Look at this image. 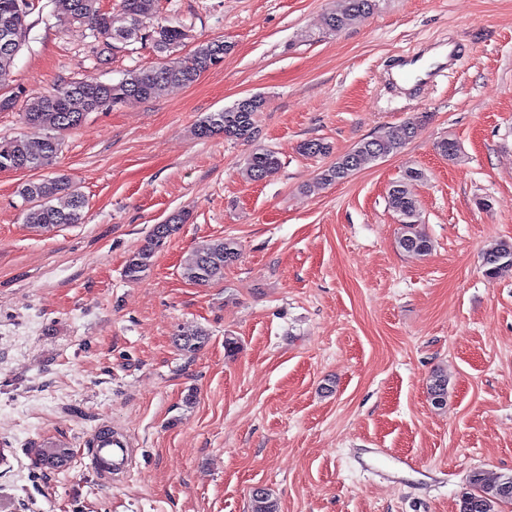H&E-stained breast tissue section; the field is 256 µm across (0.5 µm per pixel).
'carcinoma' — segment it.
I'll list each match as a JSON object with an SVG mask.
<instances>
[{
	"instance_id": "obj_1",
	"label": "carcinoma",
	"mask_w": 512,
	"mask_h": 512,
	"mask_svg": "<svg viewBox=\"0 0 512 512\" xmlns=\"http://www.w3.org/2000/svg\"><path fill=\"white\" fill-rule=\"evenodd\" d=\"M66 22L77 26L88 36L111 48L112 42L128 43L148 40L160 54L161 62L148 70H132L116 83L87 84L75 79L60 82L51 92L43 95L36 108L25 113L31 128L43 132L41 138L31 141L14 138L0 141V170L18 163L28 170L49 167L61 150L60 134L81 126L94 112H102L119 103L144 101L158 96L173 84L191 85L204 73L216 68L224 58L228 45L219 39L201 42L185 57L176 55L184 44L186 31L180 25L152 22L154 0H120L118 10L112 14L100 6L101 0H66ZM375 0H342L340 9L330 12L324 19L328 32H340L356 20L370 14ZM32 9L31 0H0V27L9 25L15 31L14 42H0V87L9 83L14 61L22 49L28 30L26 21ZM248 109L241 110L235 103L219 112L206 116L197 126L201 138L222 134L227 140L253 143L257 137L256 116L265 108L266 100L260 95L244 98ZM416 123L408 121L385 137L364 138L348 153L339 156L322 171L325 184L342 181L368 163L394 155L413 137ZM307 156H325L330 146L321 139H308L300 145ZM281 167L276 154L260 145L254 146L246 159L245 174L254 182L263 181ZM423 173L411 169L392 184L388 205L398 215L401 225L397 244L405 253L426 256L432 242L420 228L419 200L415 185ZM21 194L30 202L25 222L35 228L50 229L68 224H79L85 206L84 196L64 175L46 177L28 182ZM65 194L67 206L57 207L53 200ZM186 217L177 214L163 224L154 225L145 245L126 262L124 276L130 281L142 279L153 265L156 253L176 233ZM238 243L231 239L218 240L194 251L186 260L182 275L187 281L206 285L224 278V269L240 258ZM485 275L499 279L512 273V242L499 241L482 254ZM181 350L194 353L205 342L202 330L178 334ZM428 396L437 408L447 404L448 379L442 373L432 376ZM471 491L462 494L459 512H496L495 507L512 502V475H501L494 480L483 472L475 471L470 477ZM251 512H277L276 502L265 488L252 492Z\"/></svg>"
}]
</instances>
